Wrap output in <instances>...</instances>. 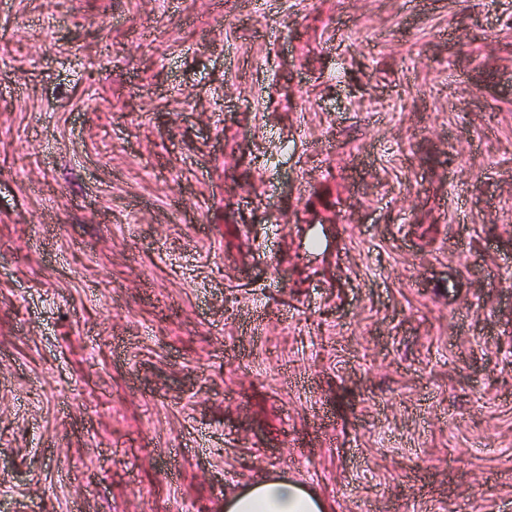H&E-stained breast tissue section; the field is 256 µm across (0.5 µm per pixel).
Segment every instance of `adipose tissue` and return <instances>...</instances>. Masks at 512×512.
<instances>
[{
    "label": "adipose tissue",
    "instance_id": "ef3b65f1",
    "mask_svg": "<svg viewBox=\"0 0 512 512\" xmlns=\"http://www.w3.org/2000/svg\"><path fill=\"white\" fill-rule=\"evenodd\" d=\"M224 512H326V505L302 483L271 476L225 496Z\"/></svg>",
    "mask_w": 512,
    "mask_h": 512
}]
</instances>
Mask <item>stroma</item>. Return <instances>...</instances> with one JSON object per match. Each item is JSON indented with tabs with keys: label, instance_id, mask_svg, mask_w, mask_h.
Segmentation results:
<instances>
[{
	"label": "stroma",
	"instance_id": "35a3bbf8",
	"mask_svg": "<svg viewBox=\"0 0 512 512\" xmlns=\"http://www.w3.org/2000/svg\"><path fill=\"white\" fill-rule=\"evenodd\" d=\"M512 512V0H0V512ZM224 512H326V505L302 483L270 476L226 495Z\"/></svg>",
	"mask_w": 512,
	"mask_h": 512
}]
</instances>
